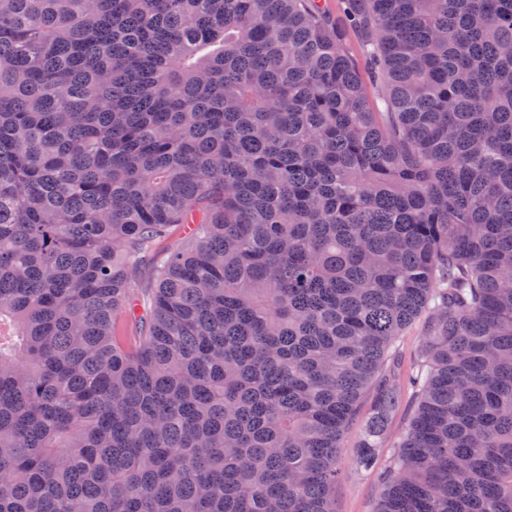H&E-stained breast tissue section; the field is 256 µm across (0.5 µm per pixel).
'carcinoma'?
I'll use <instances>...</instances> for the list:
<instances>
[{"instance_id":"carcinoma-1","label":"carcinoma","mask_w":512,"mask_h":512,"mask_svg":"<svg viewBox=\"0 0 512 512\" xmlns=\"http://www.w3.org/2000/svg\"><path fill=\"white\" fill-rule=\"evenodd\" d=\"M340 16L0 0V512H512V0ZM423 329L416 323L404 332L399 339L398 362L400 373H407L413 367L417 351L422 342ZM371 398L367 397L358 423L345 441L342 453V473L336 486V512H375L381 493L380 476L390 455L389 448L379 453L373 469H360L356 464L360 430L367 416Z\"/></svg>"}]
</instances>
